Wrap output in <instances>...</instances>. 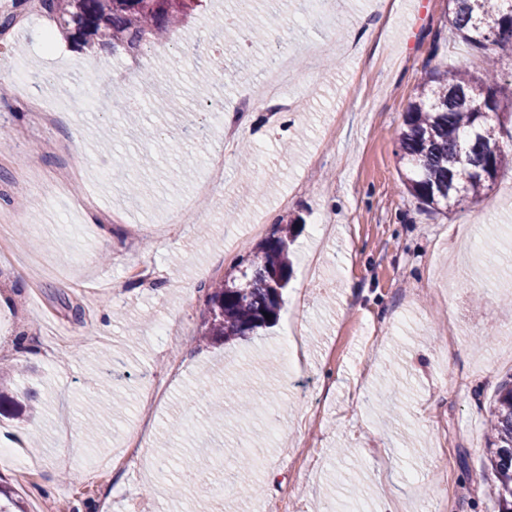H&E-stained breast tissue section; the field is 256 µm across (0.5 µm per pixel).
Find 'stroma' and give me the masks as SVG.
I'll return each mask as SVG.
<instances>
[{
  "instance_id": "stroma-1",
  "label": "stroma",
  "mask_w": 512,
  "mask_h": 512,
  "mask_svg": "<svg viewBox=\"0 0 512 512\" xmlns=\"http://www.w3.org/2000/svg\"><path fill=\"white\" fill-rule=\"evenodd\" d=\"M243 6L273 33L241 48L219 24ZM5 38L6 99L24 101L36 67L42 96L82 130L67 157L79 194L60 196L54 146L69 134L0 109V222L21 248L0 255V284L23 282L0 306V369L43 373L41 420L0 417V446L27 463L0 461V483L26 512H498L483 471L489 409L512 377V170L433 211L407 191L396 151L425 72L495 69L506 101L511 54L449 33L448 0H336L328 19L307 0H209L136 61L74 49L47 16ZM355 40L359 62L343 50ZM285 49L305 96L238 131L254 150L243 168L225 123ZM199 61L219 70L210 86L195 82ZM120 97L147 107L116 111ZM38 148L36 202L11 186ZM187 155L195 166L173 178ZM218 160L226 184L202 193ZM184 201L197 219L169 223ZM272 214L296 226L277 323L200 344L207 286L240 276L233 259L270 236ZM20 337L30 357H17ZM243 378L279 428L261 408L241 417ZM245 437L259 463L225 483Z\"/></svg>"
}]
</instances>
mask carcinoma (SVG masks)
Instances as JSON below:
<instances>
[{"instance_id": "obj_1", "label": "carcinoma", "mask_w": 512, "mask_h": 512, "mask_svg": "<svg viewBox=\"0 0 512 512\" xmlns=\"http://www.w3.org/2000/svg\"><path fill=\"white\" fill-rule=\"evenodd\" d=\"M205 0H41V8L72 45L90 53L100 45L138 59L197 14ZM449 30L471 49L512 50V0H448ZM498 74L476 79L467 71L423 78L404 116L397 157L408 192L434 211L476 199L512 165V135L502 140L506 120L497 96ZM295 225L280 224L254 252L241 280L208 285L204 339L228 342L275 323L292 277L289 248ZM271 318H265V315ZM0 416L25 424L40 414L38 391L27 388L22 404L3 390ZM488 422L487 481L499 512H512V380L500 386ZM0 512H24L0 485Z\"/></svg>"}]
</instances>
